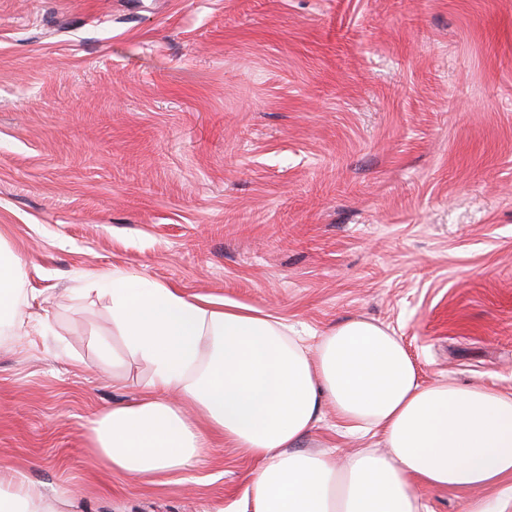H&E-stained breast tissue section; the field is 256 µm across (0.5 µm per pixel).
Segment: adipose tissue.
<instances>
[{
	"mask_svg": "<svg viewBox=\"0 0 512 512\" xmlns=\"http://www.w3.org/2000/svg\"><path fill=\"white\" fill-rule=\"evenodd\" d=\"M112 326L150 365L137 401L101 414L100 468L143 482L171 476L214 437L257 461L253 512H422L417 486L484 489L512 476V394L452 379L422 383L394 333L364 318L307 349L277 316L189 299L113 272ZM21 265L0 253V326L29 305ZM382 452L301 450L324 407Z\"/></svg>",
	"mask_w": 512,
	"mask_h": 512,
	"instance_id": "ef3b65f1",
	"label": "adipose tissue"
}]
</instances>
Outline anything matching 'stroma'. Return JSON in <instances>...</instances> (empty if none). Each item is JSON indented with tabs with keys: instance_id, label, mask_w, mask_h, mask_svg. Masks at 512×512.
Listing matches in <instances>:
<instances>
[{
	"instance_id": "1",
	"label": "stroma",
	"mask_w": 512,
	"mask_h": 512,
	"mask_svg": "<svg viewBox=\"0 0 512 512\" xmlns=\"http://www.w3.org/2000/svg\"><path fill=\"white\" fill-rule=\"evenodd\" d=\"M0 242L36 295L0 333V471L60 512L251 508L230 443L164 484L98 468L93 421L152 374L99 272L311 346L363 316L422 383L512 393V0H0ZM382 446L329 409L301 444Z\"/></svg>"
}]
</instances>
